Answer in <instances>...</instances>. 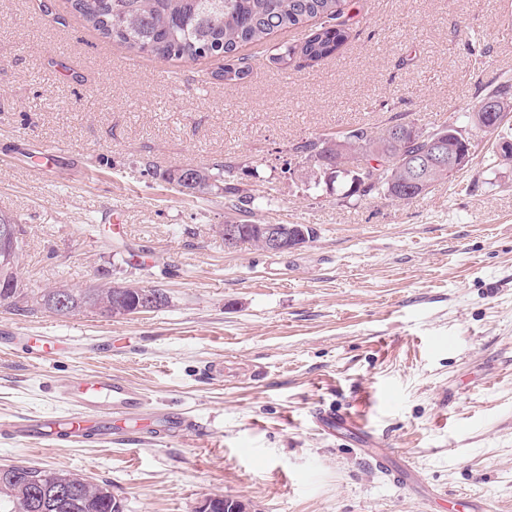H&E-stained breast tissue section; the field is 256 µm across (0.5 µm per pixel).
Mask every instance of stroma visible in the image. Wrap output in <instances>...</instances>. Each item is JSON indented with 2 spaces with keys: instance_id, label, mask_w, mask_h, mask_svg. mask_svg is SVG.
<instances>
[{
  "instance_id": "1",
  "label": "stroma",
  "mask_w": 512,
  "mask_h": 512,
  "mask_svg": "<svg viewBox=\"0 0 512 512\" xmlns=\"http://www.w3.org/2000/svg\"><path fill=\"white\" fill-rule=\"evenodd\" d=\"M347 42L277 63L304 29L222 59L162 61L83 27L68 0H0V212L24 225L33 289L134 279L168 306L120 319L0 307V418L61 411L57 389L106 373L191 422L178 437L120 432L24 446L34 465L108 485L125 512H449L475 495L512 512V114L468 163L409 203L343 196L293 174V145L395 112L438 126L512 76V0H349ZM478 39L483 57L468 52ZM233 161L223 184L178 192L181 167ZM252 196L231 207L228 188ZM302 224L284 253L225 248L221 225ZM54 345L29 358L27 341ZM223 362V381L203 368ZM369 425L363 440L324 413Z\"/></svg>"
}]
</instances>
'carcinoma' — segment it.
Returning <instances> with one entry per match:
<instances>
[{"instance_id": "1", "label": "carcinoma", "mask_w": 512, "mask_h": 512, "mask_svg": "<svg viewBox=\"0 0 512 512\" xmlns=\"http://www.w3.org/2000/svg\"><path fill=\"white\" fill-rule=\"evenodd\" d=\"M72 11L102 38L117 42L160 60L194 62L204 57L222 56L224 68L216 77L233 82L250 71L242 48L258 45L279 31L303 28L319 21L309 30L300 46L280 57L288 63L295 53L316 61L330 57L349 38L352 17L345 14L346 0H68ZM498 100V111L512 112V78L490 82L480 102L470 112L440 126L444 132L454 126L484 128L480 117L482 102ZM416 120L396 112L376 129L357 126L339 131L343 143L336 149H323L321 137L296 145L291 156L296 163L315 162L327 169L336 167V182L347 186L345 195L358 194L354 184L353 161L362 157L370 163L369 189L361 196L384 197L402 202L413 201L422 193L403 191L404 173L400 159L421 152L426 140L413 134ZM399 129L398 145L386 138L391 129ZM378 162V166L371 162ZM233 171V164L216 162L199 170L198 190L216 185L221 176ZM18 259L3 263L0 259V300L4 294L31 295L19 282L15 270ZM136 288L102 286L75 290L78 302L86 307L104 304L128 307L135 303ZM113 494L104 485L88 479L81 481L67 472L23 466L10 474L0 473V512H120L112 507Z\"/></svg>"}]
</instances>
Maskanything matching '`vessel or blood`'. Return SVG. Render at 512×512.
I'll use <instances>...</instances> for the list:
<instances>
[{
	"label": "vessel or blood",
	"mask_w": 512,
	"mask_h": 512,
	"mask_svg": "<svg viewBox=\"0 0 512 512\" xmlns=\"http://www.w3.org/2000/svg\"><path fill=\"white\" fill-rule=\"evenodd\" d=\"M60 397L72 407L71 416H44L23 423L0 420V430L19 442L34 438L49 446L61 440L77 443L142 416L147 406L145 395L129 382L94 374L79 375L61 388Z\"/></svg>",
	"instance_id": "b4317fda"
}]
</instances>
